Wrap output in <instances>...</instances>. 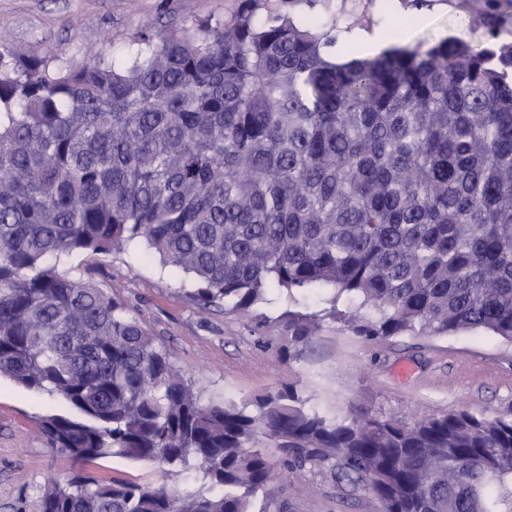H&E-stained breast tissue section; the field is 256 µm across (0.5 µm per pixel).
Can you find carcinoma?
Masks as SVG:
<instances>
[{
  "mask_svg": "<svg viewBox=\"0 0 512 512\" xmlns=\"http://www.w3.org/2000/svg\"><path fill=\"white\" fill-rule=\"evenodd\" d=\"M142 29L73 66L0 41V375L80 417L41 423L75 462L196 471L182 493L79 473L40 512H284L288 471L331 462L380 512H512V419L326 417L287 387L203 404L112 292L52 263L139 244L203 309L330 292L272 326L292 357L322 322L367 339L512 343V46L456 38L338 64L286 14Z\"/></svg>",
  "mask_w": 512,
  "mask_h": 512,
  "instance_id": "cac0c4a2",
  "label": "carcinoma"
}]
</instances>
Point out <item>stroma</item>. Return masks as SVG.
Returning <instances> with one entry per match:
<instances>
[{"instance_id":"obj_1","label":"stroma","mask_w":512,"mask_h":512,"mask_svg":"<svg viewBox=\"0 0 512 512\" xmlns=\"http://www.w3.org/2000/svg\"><path fill=\"white\" fill-rule=\"evenodd\" d=\"M241 5L242 0H0V32L29 55L50 52L80 66L92 50L124 55L141 28L221 19ZM271 11L303 23L337 21L331 53L338 62L351 53L353 34L408 26L425 11L428 23L415 30L413 44L457 37L481 51L512 43V0H267L255 16L262 20ZM61 265L77 276L92 275L123 298L204 402L249 403L289 386L329 417L358 407L409 422L462 408L512 418V344L491 334L367 340L329 320L296 359L286 361L280 355L283 339L270 327L286 310L284 301L260 304L248 317L220 308L201 312L192 279L142 245L113 257L76 252ZM403 361L412 367L405 377L397 373ZM67 411L61 401L0 377V512H39L48 483L76 470L142 486L195 487L193 475L122 457L74 468L39 429L46 416ZM282 486L287 512L379 510L363 483L326 465H306L288 474Z\"/></svg>"}]
</instances>
